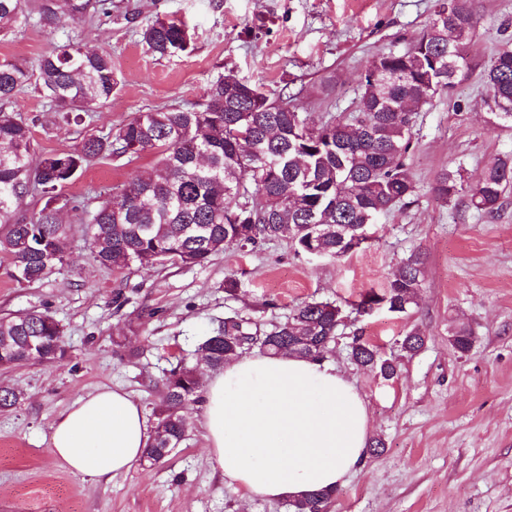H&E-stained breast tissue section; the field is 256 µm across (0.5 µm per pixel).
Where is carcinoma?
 I'll return each mask as SVG.
<instances>
[{
  "mask_svg": "<svg viewBox=\"0 0 512 512\" xmlns=\"http://www.w3.org/2000/svg\"><path fill=\"white\" fill-rule=\"evenodd\" d=\"M108 15L106 0H0V33L36 18L53 26L60 14L83 20L90 9ZM468 16H448L439 0L434 18L404 51L377 55L369 68L353 115L329 114L314 122L288 103L272 101L257 86L229 72L209 87L200 109L143 112L105 137L88 135L73 150L34 159L28 122L0 109V251L11 257L19 282L41 281L65 262L69 231L59 221L67 208L86 225L92 256L100 266L123 271L167 266H201L229 248L286 240L298 252L316 248L339 259L363 242L362 226L404 204L415 193L405 157L411 148L416 110L452 87L465 65L462 49L475 26ZM149 52L165 57L188 51L180 22L156 19L136 28ZM487 104L512 122V48H504L484 70ZM68 122L108 102L117 85L112 56L88 52L74 42L55 44L33 66L0 58V101L29 85ZM154 156L153 165L128 182L117 197L89 211L61 195L65 184L95 160L112 156ZM512 184V157L496 158L481 179L466 186L459 171L446 170L434 187L444 202L465 193L476 211L492 216ZM38 206L24 208L27 197ZM424 256L413 253L383 291L366 294L360 313L375 307L405 313L416 302ZM342 309L333 302L306 301L286 320L262 329L249 318L228 316L198 343L209 367H222L249 347L271 355L324 359ZM470 329L453 335L467 352ZM67 355L64 330L46 312L0 318V367L29 362L57 365ZM354 363L386 379L397 366L379 349L357 342ZM197 366L180 362L161 380L156 433L144 450L151 464L164 461L185 440L189 422L183 407L200 399ZM336 492L320 491L289 501L292 512H329Z\"/></svg>",
  "mask_w": 512,
  "mask_h": 512,
  "instance_id": "1",
  "label": "carcinoma"
}]
</instances>
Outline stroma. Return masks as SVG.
<instances>
[{"instance_id":"stroma-1","label":"stroma","mask_w":512,"mask_h":512,"mask_svg":"<svg viewBox=\"0 0 512 512\" xmlns=\"http://www.w3.org/2000/svg\"><path fill=\"white\" fill-rule=\"evenodd\" d=\"M478 23L467 67L452 88L419 109L406 159L416 185L408 204L380 215L371 239L340 260L295 252L285 241L227 249L202 266L113 271L92 259L83 225L71 226L67 261L42 282L13 279L0 253V318L42 311L62 325L68 358L59 366L0 368V385L20 394L0 410V512H288L286 501L242 497L205 449L196 403L186 405L185 441L162 464L138 462L92 484L58 462L50 426L79 397L122 387L154 418L157 382L178 361L197 362L196 342L225 317L267 325L298 304L330 301L344 321L326 356L358 390L370 436L383 449L339 489L330 512H512V191L491 218L466 198L436 199L445 170L475 184L495 158L512 154V124L487 106L483 70L512 44V0H471ZM435 0H112L111 16L61 18L54 36L38 22L0 39V57L35 64L51 40L74 39L112 56L118 84L81 125L50 111L35 87L6 110L32 126L37 154L63 153L88 134L107 135L139 113L202 107L218 75L232 72L271 98L321 119L354 111L371 59L406 49L429 25ZM185 21L192 50L152 55L136 25ZM153 162L97 159L69 182L67 196L95 206ZM424 253L422 287L405 314L361 315L351 307L381 291L412 252ZM233 278V292L224 289ZM472 330L468 352L450 336ZM419 330L423 347L401 340ZM380 346L394 378L358 367L354 337Z\"/></svg>"}]
</instances>
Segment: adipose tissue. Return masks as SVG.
<instances>
[{
  "mask_svg": "<svg viewBox=\"0 0 512 512\" xmlns=\"http://www.w3.org/2000/svg\"><path fill=\"white\" fill-rule=\"evenodd\" d=\"M207 451L244 496L296 499L335 490L363 464L369 414L355 386L327 362L254 353L211 374L200 404ZM154 433L119 388L81 397L54 421L51 451L98 483L138 462Z\"/></svg>",
  "mask_w": 512,
  "mask_h": 512,
  "instance_id": "obj_1",
  "label": "adipose tissue"
}]
</instances>
